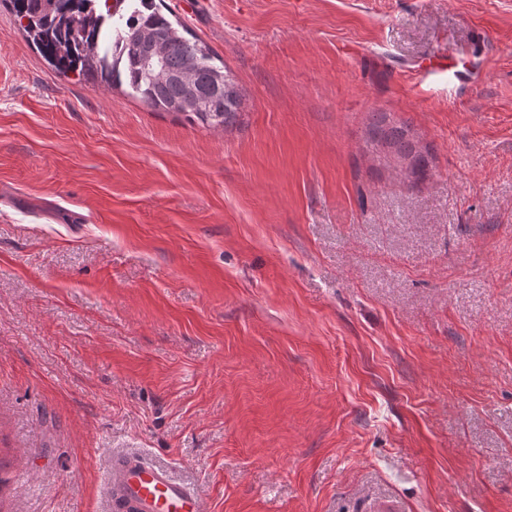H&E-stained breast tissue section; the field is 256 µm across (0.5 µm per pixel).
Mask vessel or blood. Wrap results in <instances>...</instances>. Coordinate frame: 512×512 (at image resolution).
Instances as JSON below:
<instances>
[{"mask_svg":"<svg viewBox=\"0 0 512 512\" xmlns=\"http://www.w3.org/2000/svg\"><path fill=\"white\" fill-rule=\"evenodd\" d=\"M107 491L113 512H205L198 491L135 455L112 456Z\"/></svg>","mask_w":512,"mask_h":512,"instance_id":"1","label":"vessel or blood"}]
</instances>
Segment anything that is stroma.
<instances>
[{
    "label": "stroma",
    "mask_w": 512,
    "mask_h": 512,
    "mask_svg": "<svg viewBox=\"0 0 512 512\" xmlns=\"http://www.w3.org/2000/svg\"><path fill=\"white\" fill-rule=\"evenodd\" d=\"M160 8L233 126L57 72L0 5V512H109L124 453L207 512H512V0ZM382 137L390 144L398 146V152L404 159H409L405 167L407 175H424L427 168V162L421 152H413V148L403 141L405 131L402 128L392 127L388 132H381Z\"/></svg>",
    "instance_id": "obj_1"
}]
</instances>
